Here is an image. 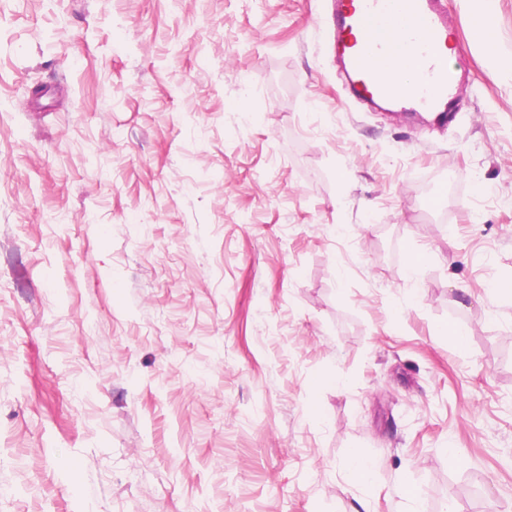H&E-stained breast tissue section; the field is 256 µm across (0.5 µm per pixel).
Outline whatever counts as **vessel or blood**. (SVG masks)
Returning a JSON list of instances; mask_svg holds the SVG:
<instances>
[{
  "label": "vessel or blood",
  "instance_id": "1",
  "mask_svg": "<svg viewBox=\"0 0 512 512\" xmlns=\"http://www.w3.org/2000/svg\"><path fill=\"white\" fill-rule=\"evenodd\" d=\"M330 17L356 96L395 112L456 111L464 76L441 52L456 36L442 0H331ZM394 56L410 67L397 82H382L377 72Z\"/></svg>",
  "mask_w": 512,
  "mask_h": 512
}]
</instances>
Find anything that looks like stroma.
<instances>
[{"mask_svg":"<svg viewBox=\"0 0 512 512\" xmlns=\"http://www.w3.org/2000/svg\"><path fill=\"white\" fill-rule=\"evenodd\" d=\"M446 7L441 126L325 0H0V512H512V0ZM474 39L480 42L489 53L496 54L495 34L485 14H478L473 19ZM372 466L358 452H353L348 464V479L353 485L365 487L372 479Z\"/></svg>","mask_w":512,"mask_h":512,"instance_id":"1","label":"stroma"}]
</instances>
